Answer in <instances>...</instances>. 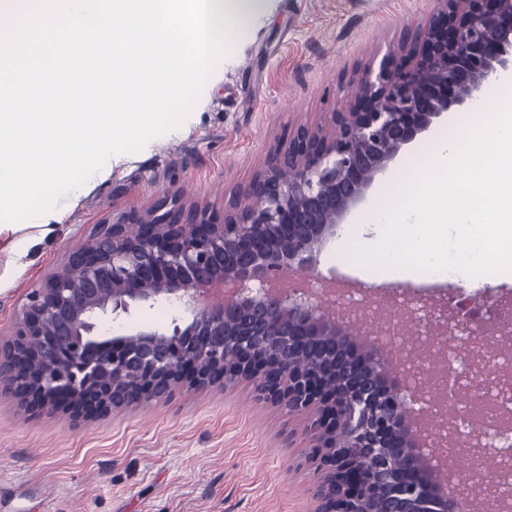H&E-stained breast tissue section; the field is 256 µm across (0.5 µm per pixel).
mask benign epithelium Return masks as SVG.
Segmentation results:
<instances>
[{"label":"benign epithelium","mask_w":512,"mask_h":512,"mask_svg":"<svg viewBox=\"0 0 512 512\" xmlns=\"http://www.w3.org/2000/svg\"><path fill=\"white\" fill-rule=\"evenodd\" d=\"M433 3L362 72L346 105L323 124L288 128L222 219L174 194L99 225L0 337V391L77 420L246 380L258 401L309 415L305 435L325 449L315 512H463L457 483L441 498L431 492L421 449L435 446L432 423L414 414L402 369L363 340L375 326L333 312L336 278L316 269L399 153L512 71V0ZM160 301L178 310L170 329L97 333L99 315L128 318ZM485 333L459 319L456 298L443 305L437 335ZM458 474L502 481L496 469Z\"/></svg>","instance_id":"obj_1"}]
</instances>
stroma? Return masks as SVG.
<instances>
[{
	"label": "stroma",
	"mask_w": 512,
	"mask_h": 512,
	"mask_svg": "<svg viewBox=\"0 0 512 512\" xmlns=\"http://www.w3.org/2000/svg\"><path fill=\"white\" fill-rule=\"evenodd\" d=\"M430 0H272L244 42L226 49L193 108L186 133L168 132L127 154L90 193L57 205L52 230L20 262L0 234V335L9 334L42 277L62 265L114 211L140 210L163 194L223 213L224 202L264 164L289 124L320 122L360 68L392 49L398 30ZM471 106L444 113L380 174L364 202L401 185L424 164L436 136L467 123ZM512 297V275L463 285L446 277L417 292L441 302L456 292ZM172 305L131 318L97 319L113 336L168 326ZM306 416L262 404L251 383L177 390L106 418L32 414L0 394V512H312L318 474L303 436Z\"/></svg>",
	"instance_id": "1"
}]
</instances>
